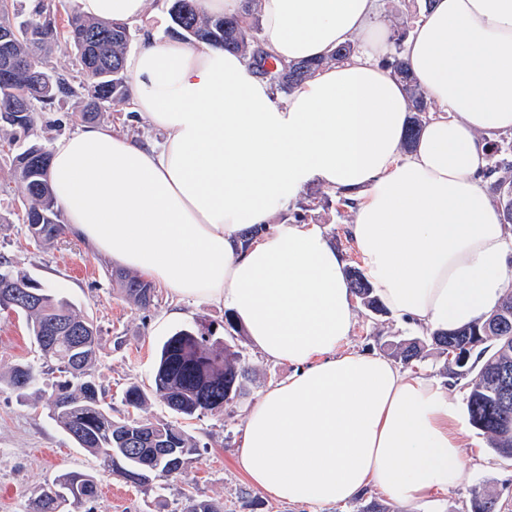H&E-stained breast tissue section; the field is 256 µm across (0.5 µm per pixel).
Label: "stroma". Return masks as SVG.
Here are the masks:
<instances>
[{
	"label": "stroma",
	"mask_w": 512,
	"mask_h": 512,
	"mask_svg": "<svg viewBox=\"0 0 512 512\" xmlns=\"http://www.w3.org/2000/svg\"><path fill=\"white\" fill-rule=\"evenodd\" d=\"M21 192L11 177L10 161L0 152V259L10 261L45 287L62 292L79 311L98 327L100 355L91 372L106 394L116 418L142 416L152 420L172 419V412L159 397H151L145 410L127 407L123 391L132 384L151 388L158 350L175 331L203 323L216 335L224 333L223 308L207 302L187 305L180 317H171V297L159 290L155 305L140 309L129 303L113 284L112 265L70 235L52 244L35 246L24 224L16 217ZM309 201L308 209L290 206L274 216V223L300 221L316 224L343 254L347 265L360 260L346 236L353 211L339 201L336 190L318 183L308 184L299 195ZM427 331L402 324L393 314L375 315L364 306L356 308V323L349 347L358 352L389 356L390 342L409 337L427 338ZM233 346L249 377L243 397L224 413L205 414L186 420L184 426L195 439L199 453L182 477L169 486L154 480L130 485L104 471L99 460L78 448L70 436L48 416L43 401L49 395L40 385L42 398L33 405L17 402L6 384H0V512H31L34 499L64 472L94 475L102 489L90 512H176L183 491L207 497L224 507V512H361L370 501L383 504L386 512H471L475 492H491L512 502V460L496 454L482 431L469 429L463 448L468 475L445 491L404 504L376 488L343 504L306 507L270 498L248 480L238 463L246 410L270 384L292 374L286 363L266 361L250 344L245 332L234 335ZM39 352L30 336L25 315L0 310V375L19 363H34ZM415 374L436 378L447 388L458 407H465L466 380L448 375L443 357L427 351L411 365Z\"/></svg>",
	"instance_id": "stroma-1"
}]
</instances>
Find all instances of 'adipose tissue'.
<instances>
[{
    "label": "adipose tissue",
    "instance_id": "adipose-tissue-1",
    "mask_svg": "<svg viewBox=\"0 0 512 512\" xmlns=\"http://www.w3.org/2000/svg\"><path fill=\"white\" fill-rule=\"evenodd\" d=\"M76 3L127 24L147 7ZM259 12L276 59L324 58L355 36L363 50L281 99L239 54L145 33L125 69L134 118L160 142L83 126L51 145L52 190L92 253L166 289L174 310L224 306L264 358L293 366L247 410L239 464L254 486L313 507L370 485L411 503L466 474L458 407L435 379L349 350L343 255L318 225L272 219L310 182L346 192L348 235L389 311L442 330L486 317L512 284V237L478 177L487 138L512 132V0L426 7L402 56L436 110L409 151L379 0H260Z\"/></svg>",
    "mask_w": 512,
    "mask_h": 512
}]
</instances>
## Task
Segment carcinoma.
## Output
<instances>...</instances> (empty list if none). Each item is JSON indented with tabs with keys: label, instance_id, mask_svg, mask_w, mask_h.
I'll return each mask as SVG.
<instances>
[{
	"label": "carcinoma",
	"instance_id": "carcinoma-1",
	"mask_svg": "<svg viewBox=\"0 0 512 512\" xmlns=\"http://www.w3.org/2000/svg\"><path fill=\"white\" fill-rule=\"evenodd\" d=\"M170 2L172 34L190 44L205 43L250 58L256 73L269 78L279 93H290L319 68L345 60L356 51V42L349 41L327 58L278 61V69L269 73L266 65L271 56L261 47L258 27L246 24L240 15L207 16L198 10L197 0ZM404 37L402 33L395 39L394 52L384 65L403 85L410 102L412 115L404 143L408 149L429 117L431 102L401 58ZM131 39L128 25L85 18L74 9L67 12L66 25L61 29L46 0H39L28 17L17 24L11 57L29 77L6 78L0 73V127L10 128L8 146L22 139L28 141L23 150L12 155L11 175L24 194L22 223L43 245L61 236L64 224L50 186L49 150L40 140L31 139L37 115L76 98L79 108L72 113V121L87 124L127 104L124 58ZM62 43L74 52L75 76L52 69L45 62ZM510 152L512 144L490 140L488 155L494 158V165L484 173L494 178L490 188L507 224H512V161L505 158ZM112 280L142 309L153 305L157 297L155 285L144 278L116 270ZM346 281L369 311H384L358 268L346 269ZM29 291L37 294L32 304L27 300ZM2 300L12 302V308L26 316L42 361L40 369L26 364L10 370L7 385L18 401H27L43 373H63L65 379L52 384L49 417L78 447L100 458L105 471L136 485L154 478L168 483L182 475L198 446L179 423L148 418L116 420L104 408L102 391L90 374L99 354L98 328L92 321L82 317L66 297L7 261H0ZM67 323L81 326L83 340L62 330ZM427 346L445 357L456 377H471L466 401L469 422L488 436L499 456L512 459V292L486 318L469 326L433 331L425 340L412 338L388 344L391 353L407 364L421 359ZM246 375L239 353L215 338L211 326L201 324L170 335L161 347L151 390L131 385L124 392V401L141 410L154 394L180 417L218 414L242 396ZM97 496L95 476L65 472L34 500L32 512H65L62 498H68L67 506L77 509ZM183 497L181 512H223L218 504L191 492ZM505 510L507 505L496 496L478 493L473 498L472 512Z\"/></svg>",
	"mask_w": 512,
	"mask_h": 512
}]
</instances>
